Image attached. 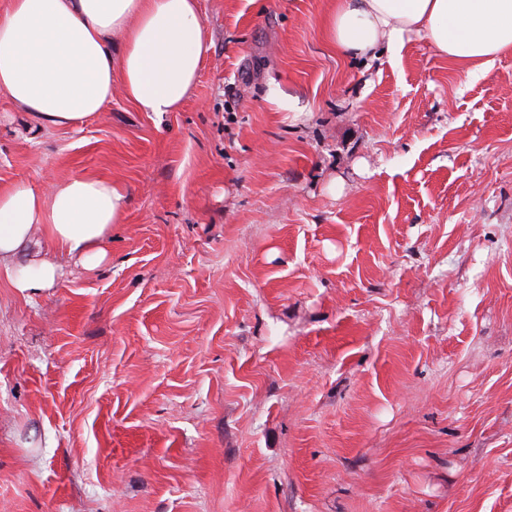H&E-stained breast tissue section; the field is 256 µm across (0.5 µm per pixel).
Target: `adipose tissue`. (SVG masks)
I'll return each instance as SVG.
<instances>
[{"mask_svg": "<svg viewBox=\"0 0 512 512\" xmlns=\"http://www.w3.org/2000/svg\"><path fill=\"white\" fill-rule=\"evenodd\" d=\"M324 27L345 57L394 54L414 36L474 76L512 50V0H336ZM206 52L198 0H10L0 12V92L48 127L82 125L118 92L143 112L177 111ZM126 204L105 179L48 195L14 183L0 191V269L35 293L63 260L99 265Z\"/></svg>", "mask_w": 512, "mask_h": 512, "instance_id": "ef3b65f1", "label": "adipose tissue"}]
</instances>
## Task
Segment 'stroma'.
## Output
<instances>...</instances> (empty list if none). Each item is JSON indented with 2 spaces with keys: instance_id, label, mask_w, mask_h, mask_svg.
Returning a JSON list of instances; mask_svg holds the SVG:
<instances>
[{
  "instance_id": "obj_1",
  "label": "stroma",
  "mask_w": 512,
  "mask_h": 512,
  "mask_svg": "<svg viewBox=\"0 0 512 512\" xmlns=\"http://www.w3.org/2000/svg\"><path fill=\"white\" fill-rule=\"evenodd\" d=\"M330 7L200 0L174 112L0 93V189L128 195L98 267L0 275V512H512V51L352 60Z\"/></svg>"
}]
</instances>
